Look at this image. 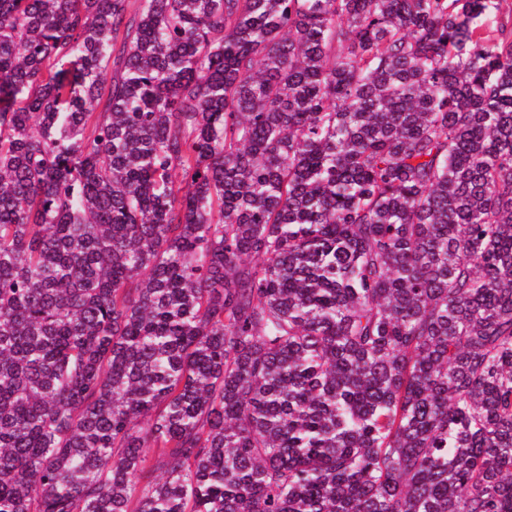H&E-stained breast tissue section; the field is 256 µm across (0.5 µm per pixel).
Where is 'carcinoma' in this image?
<instances>
[{
    "instance_id": "carcinoma-1",
    "label": "carcinoma",
    "mask_w": 512,
    "mask_h": 512,
    "mask_svg": "<svg viewBox=\"0 0 512 512\" xmlns=\"http://www.w3.org/2000/svg\"><path fill=\"white\" fill-rule=\"evenodd\" d=\"M502 0H0V512H512Z\"/></svg>"
}]
</instances>
